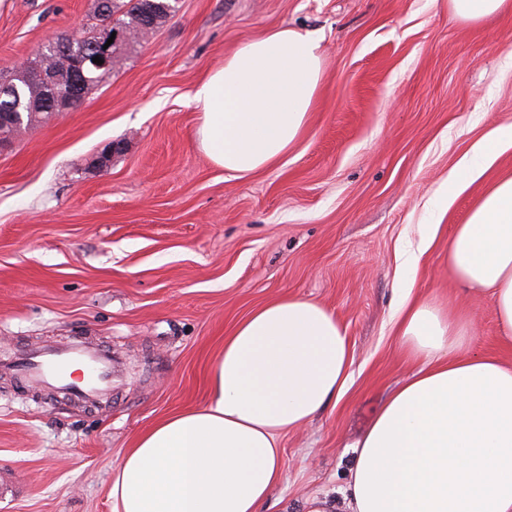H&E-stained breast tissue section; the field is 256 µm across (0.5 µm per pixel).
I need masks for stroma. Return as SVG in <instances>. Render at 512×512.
Here are the masks:
<instances>
[{
	"label": "stroma",
	"mask_w": 512,
	"mask_h": 512,
	"mask_svg": "<svg viewBox=\"0 0 512 512\" xmlns=\"http://www.w3.org/2000/svg\"><path fill=\"white\" fill-rule=\"evenodd\" d=\"M93 3L0 0V70L90 26ZM279 26L321 40L317 105L285 159L238 177L200 148L189 94L225 52ZM508 121L512 12L467 22L448 0H178L77 111L0 153V359L79 336L124 362L121 386L91 409L0 373V472L20 485L0 512H112L121 454L205 404L225 334L283 295L333 309L353 365L338 403L282 434L267 512L339 496L351 444L415 367L393 327L405 287L470 315V351L498 350L490 300L454 292L445 248L487 182L512 174V147L447 209L433 202Z\"/></svg>",
	"instance_id": "obj_1"
}]
</instances>
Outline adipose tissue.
Masks as SVG:
<instances>
[{"instance_id": "obj_1", "label": "adipose tissue", "mask_w": 512, "mask_h": 512, "mask_svg": "<svg viewBox=\"0 0 512 512\" xmlns=\"http://www.w3.org/2000/svg\"><path fill=\"white\" fill-rule=\"evenodd\" d=\"M323 80L310 34L271 28L225 53L196 85V135L224 171L251 175L303 138ZM512 147V123L480 141L448 182L456 194ZM466 294L490 297L498 341L512 348V175L481 196L448 240ZM397 334L418 369L388 395L352 444L335 502L307 512H512V364L472 354L469 318L404 297ZM350 341L335 311L299 296L256 308L224 338L201 408L140 434L112 473V512H263L284 475L281 432L343 396Z\"/></svg>"}]
</instances>
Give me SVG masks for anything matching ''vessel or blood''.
<instances>
[{
	"mask_svg": "<svg viewBox=\"0 0 512 512\" xmlns=\"http://www.w3.org/2000/svg\"><path fill=\"white\" fill-rule=\"evenodd\" d=\"M14 368L31 381L90 402L111 390L122 374L123 362L112 352L75 341L63 347L46 345L26 351L15 360Z\"/></svg>",
	"mask_w": 512,
	"mask_h": 512,
	"instance_id": "obj_1",
	"label": "vessel or blood"
}]
</instances>
